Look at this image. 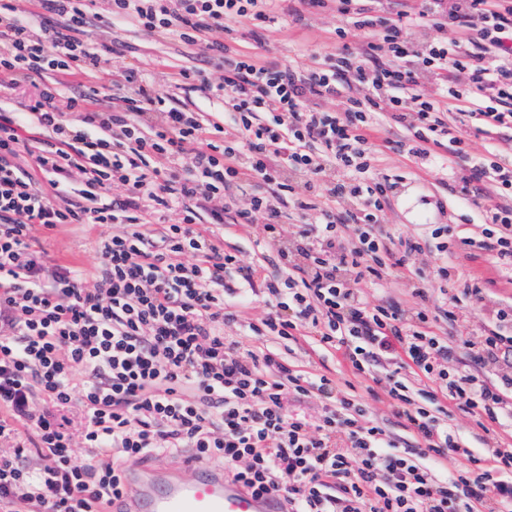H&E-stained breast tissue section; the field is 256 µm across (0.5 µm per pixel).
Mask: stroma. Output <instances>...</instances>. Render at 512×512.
I'll return each mask as SVG.
<instances>
[{"mask_svg":"<svg viewBox=\"0 0 512 512\" xmlns=\"http://www.w3.org/2000/svg\"><path fill=\"white\" fill-rule=\"evenodd\" d=\"M337 23L335 14L330 11L305 10L297 17L283 11L276 22L265 28L241 29L231 47L243 53L258 54L269 62L304 70L314 59L336 54L334 29ZM89 38L95 43L112 40L120 44L118 53L94 71L88 80L89 86H110L114 71L134 69L147 74L154 86L168 91L171 106L201 113L209 120L223 115V98L198 81L181 83L177 80L179 71L185 68L215 77L204 46L148 36L130 25L105 27L90 33ZM379 169L391 184L383 202L382 223L424 238L429 237L435 224L468 228L482 223L481 210L475 205L472 194L463 189L469 175L465 164H455V174L448 178L440 172L418 168L402 153L389 150L382 155ZM262 230V225L255 224L245 233L232 218L224 220L225 250L238 252L260 277L275 271L271 263L273 251H258L253 243ZM112 231L109 224H61L51 231L34 227L32 234L44 251L47 264H68L90 272L97 262L98 241Z\"/></svg>","mask_w":512,"mask_h":512,"instance_id":"1","label":"stroma"}]
</instances>
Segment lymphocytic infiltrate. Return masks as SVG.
<instances>
[{"instance_id": "lymphocytic-infiltrate-1", "label": "lymphocytic infiltrate", "mask_w": 512, "mask_h": 512, "mask_svg": "<svg viewBox=\"0 0 512 512\" xmlns=\"http://www.w3.org/2000/svg\"><path fill=\"white\" fill-rule=\"evenodd\" d=\"M103 2L34 0L36 26L0 0V92L20 96L44 136L33 145L25 124L0 113V438L14 442L0 450V512H103L125 490L127 461L185 450L223 459L235 480L284 497L289 512H512V445L501 438L491 465L440 469L473 458L449 424L454 412L484 430L512 422V336L435 331L467 319L497 279L512 284V163L499 148L469 152L472 137L512 126V110L499 107L512 99V0H421L394 17L363 0H297L289 14L329 9L341 20L336 56L304 71L227 45L238 24L273 21L279 0ZM411 20L434 32L422 48L407 39ZM123 22L205 44L222 74L210 89L224 98L223 120L168 107L166 91L126 70L113 80L121 106L85 87L115 50L86 33ZM449 27L456 40L444 38ZM354 29L369 37L357 53L346 44ZM49 71L73 86L66 100L42 84ZM428 82L455 115L424 93ZM343 86L341 111L309 107ZM380 112L412 132L399 151L442 172L457 158L478 186L483 224L462 239L454 226L434 229L443 261L429 272L413 265L426 241L379 221L389 187L375 166ZM240 182L251 185L244 207L226 194ZM116 185L122 198L110 196ZM285 198L298 218L290 230ZM146 208L161 225L142 222ZM231 210L242 227L262 223L255 246L276 249L277 271L262 284L213 238ZM60 224L119 225L99 240L93 276L47 266L32 228ZM473 244L497 278L463 277L451 262ZM403 271L413 306L372 304L367 289ZM258 289L265 310L244 321L240 308ZM231 323L239 335L225 334ZM252 335L271 346L245 345ZM302 338L339 355L340 376L290 363L282 348ZM462 348L476 365L506 366L499 383L455 369ZM383 358L392 369L379 391ZM381 396L417 448L390 438L371 406ZM302 399L320 414L296 408ZM76 429L94 463L74 455Z\"/></svg>"}]
</instances>
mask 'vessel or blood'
I'll return each instance as SVG.
<instances>
[{"instance_id": "obj_1", "label": "vessel or blood", "mask_w": 512, "mask_h": 512, "mask_svg": "<svg viewBox=\"0 0 512 512\" xmlns=\"http://www.w3.org/2000/svg\"><path fill=\"white\" fill-rule=\"evenodd\" d=\"M126 482L128 493L113 512H284L278 496L254 495L223 466L194 457L129 463Z\"/></svg>"}]
</instances>
